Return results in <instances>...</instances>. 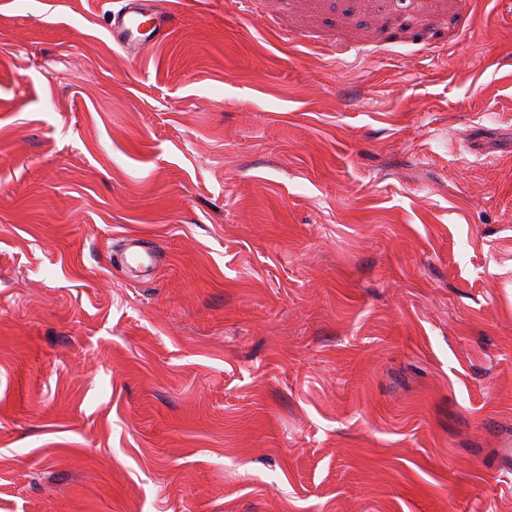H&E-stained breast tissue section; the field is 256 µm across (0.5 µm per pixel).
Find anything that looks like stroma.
Instances as JSON below:
<instances>
[{"label": "stroma", "instance_id": "35a3bbf8", "mask_svg": "<svg viewBox=\"0 0 512 512\" xmlns=\"http://www.w3.org/2000/svg\"><path fill=\"white\" fill-rule=\"evenodd\" d=\"M164 5L0 0V512H512V0ZM110 11L108 32L112 42L130 54H138L150 43L166 40L176 26V15L159 6V0H119Z\"/></svg>", "mask_w": 512, "mask_h": 512}]
</instances>
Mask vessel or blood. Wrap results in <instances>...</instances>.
Returning <instances> with one entry per match:
<instances>
[{"mask_svg": "<svg viewBox=\"0 0 512 512\" xmlns=\"http://www.w3.org/2000/svg\"><path fill=\"white\" fill-rule=\"evenodd\" d=\"M118 10L111 12L108 32L113 43L131 54H138L151 43L166 40L177 17L159 0H119Z\"/></svg>", "mask_w": 512, "mask_h": 512, "instance_id": "vessel-or-blood-1", "label": "vessel or blood"}]
</instances>
